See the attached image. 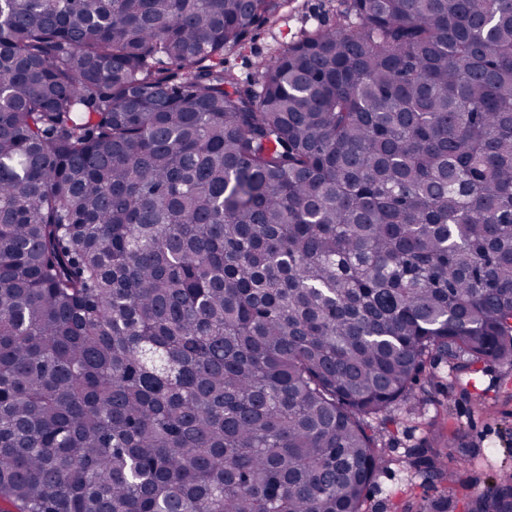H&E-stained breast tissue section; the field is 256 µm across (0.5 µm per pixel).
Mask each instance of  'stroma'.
Listing matches in <instances>:
<instances>
[{
    "label": "stroma",
    "instance_id": "stroma-1",
    "mask_svg": "<svg viewBox=\"0 0 512 512\" xmlns=\"http://www.w3.org/2000/svg\"><path fill=\"white\" fill-rule=\"evenodd\" d=\"M339 10L340 0H286L274 20L253 27L244 45L225 52L224 64L242 79H253L258 65L287 43L309 29L335 24ZM468 381V391L456 388L448 393L446 425L449 431L459 432L471 450L467 460L458 465V483L448 488L449 512H464L466 498L479 495L499 475L512 471V367L484 362ZM433 418L434 409L429 405L423 406L416 418L394 412L392 424L381 432L388 454L399 457L417 447ZM406 490L421 500L438 496L433 487L415 482L408 470L395 464L376 479L370 492L372 512H394L393 502Z\"/></svg>",
    "mask_w": 512,
    "mask_h": 512
}]
</instances>
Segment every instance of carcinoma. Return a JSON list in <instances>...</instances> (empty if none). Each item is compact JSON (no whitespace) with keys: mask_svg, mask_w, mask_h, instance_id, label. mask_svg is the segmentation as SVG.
<instances>
[{"mask_svg":"<svg viewBox=\"0 0 512 512\" xmlns=\"http://www.w3.org/2000/svg\"><path fill=\"white\" fill-rule=\"evenodd\" d=\"M283 2L0 0L15 512H369L372 421L512 366V0H341L240 80Z\"/></svg>","mask_w":512,"mask_h":512,"instance_id":"obj_1","label":"carcinoma"}]
</instances>
